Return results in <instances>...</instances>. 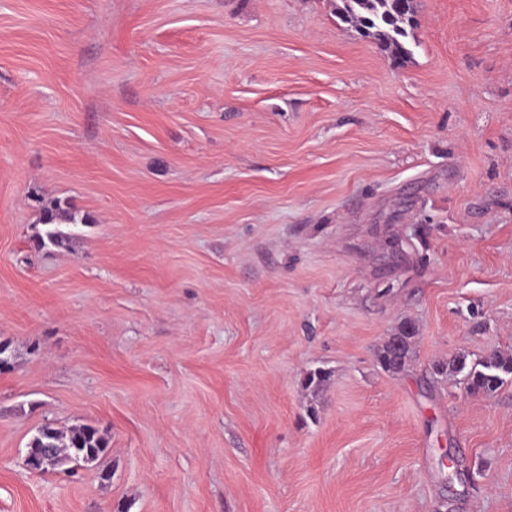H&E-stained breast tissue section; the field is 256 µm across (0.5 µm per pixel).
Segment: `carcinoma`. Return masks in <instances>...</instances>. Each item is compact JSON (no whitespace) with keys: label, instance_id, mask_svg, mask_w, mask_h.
<instances>
[{"label":"carcinoma","instance_id":"carcinoma-1","mask_svg":"<svg viewBox=\"0 0 512 512\" xmlns=\"http://www.w3.org/2000/svg\"><path fill=\"white\" fill-rule=\"evenodd\" d=\"M415 8V0H342L340 16L361 35L373 39L392 59L402 60L410 54L402 39L407 37V29L414 25ZM59 210L61 205L58 203L45 209V225L49 229L45 235L37 237V247L60 248L69 242L68 234L54 228ZM414 335V326L407 323L389 337L376 354L377 364L383 371L397 373L404 369L412 353ZM433 371L460 377V383L471 396L490 394L512 381V357L493 352L478 362L469 363L467 355L459 354L434 364ZM47 446L55 448L60 459L79 463L86 455L100 459L108 448V441L91 425L76 426L65 433L48 423L39 427L32 443L34 448Z\"/></svg>","mask_w":512,"mask_h":512}]
</instances>
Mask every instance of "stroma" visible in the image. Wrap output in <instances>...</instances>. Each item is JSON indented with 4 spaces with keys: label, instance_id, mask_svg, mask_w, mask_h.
<instances>
[{
    "label": "stroma",
    "instance_id": "obj_1",
    "mask_svg": "<svg viewBox=\"0 0 512 512\" xmlns=\"http://www.w3.org/2000/svg\"><path fill=\"white\" fill-rule=\"evenodd\" d=\"M339 5L0 0V512H512V383L432 372L512 354V0ZM341 19L352 24L364 37L376 44L394 60L410 54L402 42L407 28L415 22V0H342ZM414 335V326L411 323H406L398 333L389 337L376 354L377 364L383 371L397 373L404 369L412 353ZM394 341L399 345L393 343ZM435 374L453 376L461 375L460 383L471 396L490 394L512 382V357H504L493 352L475 363L467 362V355L459 354L448 362L433 365ZM33 439L32 448H40L41 460H50L56 449L60 459L66 460L61 465L68 461L84 462L85 455H90L98 461L108 448L107 439L98 429L86 424L73 427L69 433H64L48 422L39 427ZM48 445L51 448H46Z\"/></svg>",
    "mask_w": 512,
    "mask_h": 512
}]
</instances>
